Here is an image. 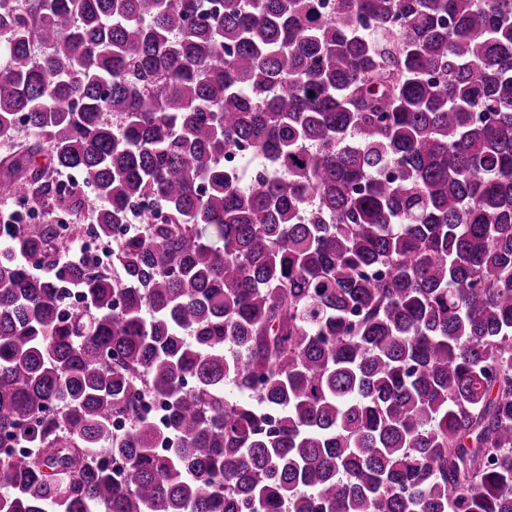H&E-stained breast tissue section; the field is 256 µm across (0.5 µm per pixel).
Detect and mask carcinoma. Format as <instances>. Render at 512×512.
Instances as JSON below:
<instances>
[{
    "label": "carcinoma",
    "instance_id": "obj_1",
    "mask_svg": "<svg viewBox=\"0 0 512 512\" xmlns=\"http://www.w3.org/2000/svg\"><path fill=\"white\" fill-rule=\"evenodd\" d=\"M2 56L0 512H512V0H0Z\"/></svg>",
    "mask_w": 512,
    "mask_h": 512
}]
</instances>
